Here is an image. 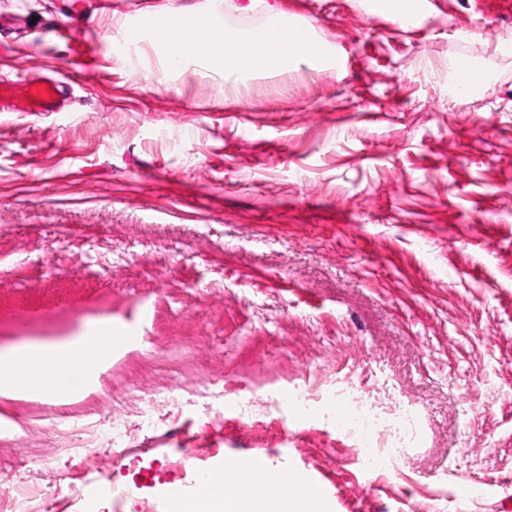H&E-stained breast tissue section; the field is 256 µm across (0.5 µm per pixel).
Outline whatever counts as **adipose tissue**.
Masks as SVG:
<instances>
[{"label": "adipose tissue", "mask_w": 512, "mask_h": 512, "mask_svg": "<svg viewBox=\"0 0 512 512\" xmlns=\"http://www.w3.org/2000/svg\"><path fill=\"white\" fill-rule=\"evenodd\" d=\"M147 34L171 67L202 63L241 84L278 76L302 64L338 65L332 45L297 25L247 32L225 26L210 14L160 8L150 12L148 30L125 31L127 41L134 44ZM122 342L111 324L104 323L62 341L33 342L0 352V392L60 400L68 380L89 377ZM269 483L281 484L282 493H268ZM194 508L196 512H325L320 495L294 488L292 479L273 470L259 480L245 478L240 491L230 496L215 489Z\"/></svg>", "instance_id": "ef3b65f1"}]
</instances>
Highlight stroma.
<instances>
[{
  "label": "stroma",
  "instance_id": "35a3bbf8",
  "mask_svg": "<svg viewBox=\"0 0 512 512\" xmlns=\"http://www.w3.org/2000/svg\"><path fill=\"white\" fill-rule=\"evenodd\" d=\"M0 0V79L66 81L58 112H0V350L100 319L121 350L58 402L0 393V480L56 512H100L137 481L229 458L310 475L328 512H501L512 499V13L417 0L401 24L358 0ZM194 8L247 31L298 21L342 51L244 88L170 69L124 30ZM490 77L448 98V65ZM150 319H142V311ZM420 411L394 474L357 469L324 419L285 400L302 372ZM224 379L150 426L152 397ZM137 414L101 471L77 435ZM184 461L183 470L170 468Z\"/></svg>",
  "mask_w": 512,
  "mask_h": 512
}]
</instances>
